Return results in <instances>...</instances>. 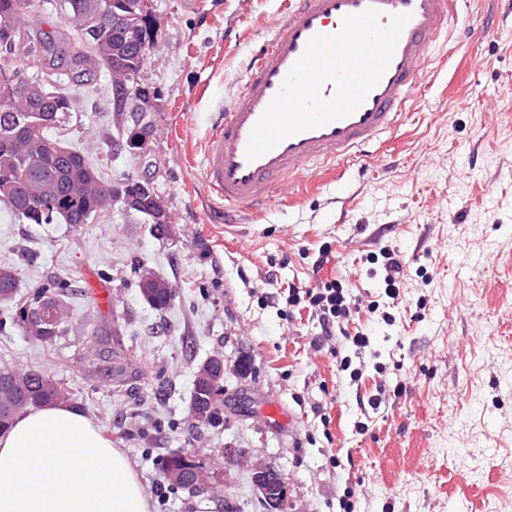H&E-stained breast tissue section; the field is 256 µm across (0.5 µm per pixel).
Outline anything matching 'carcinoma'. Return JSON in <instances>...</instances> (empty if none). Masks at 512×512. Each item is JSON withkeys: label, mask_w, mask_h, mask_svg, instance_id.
<instances>
[{"label": "carcinoma", "mask_w": 512, "mask_h": 512, "mask_svg": "<svg viewBox=\"0 0 512 512\" xmlns=\"http://www.w3.org/2000/svg\"><path fill=\"white\" fill-rule=\"evenodd\" d=\"M68 3L72 9L62 12L80 39L94 43L98 51L83 55L82 71L91 77L92 71L104 66L108 73L135 72L142 67L143 50L157 42V34L149 23L140 17L126 15L122 0H55L53 6ZM34 0H0V47L9 53L19 49L34 68L47 56L58 51L57 39L50 33L35 36L31 32L28 15ZM123 15L112 21V12ZM101 14L102 23L95 28L86 26L89 16ZM57 110L56 96L52 93L31 97H0V180L19 177L8 191L0 190V201L15 215L30 224H86L97 214L112 209L114 200L132 178L120 182L103 179L97 169L90 166L85 157L72 148L65 154L49 149L48 136H32L26 125L28 116L35 113L52 115ZM138 287L144 301L155 310L165 309L174 297V289L157 277H140ZM20 288V281L0 282V305L12 304ZM72 283L59 278L42 284L16 305L9 316L22 327L34 341L48 346L34 336L27 323L28 313L41 305L56 307L59 321H64L66 299L71 294ZM197 384L191 396L190 406L201 405L210 411L205 425L220 422L224 406V378L207 366L197 372ZM71 393L61 383L38 370H18L0 367V432L6 430L14 416L29 407L65 402ZM202 467L200 458L179 449L163 457L161 471L171 486L188 490V485L169 478L179 472L189 477Z\"/></svg>", "instance_id": "obj_1"}]
</instances>
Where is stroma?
Returning <instances> with one entry per match:
<instances>
[{
    "label": "stroma",
    "mask_w": 512,
    "mask_h": 512,
    "mask_svg": "<svg viewBox=\"0 0 512 512\" xmlns=\"http://www.w3.org/2000/svg\"><path fill=\"white\" fill-rule=\"evenodd\" d=\"M287 2L154 0L145 79L158 95L143 150L122 146L105 69L78 86L50 138L104 179H150L169 232L119 205L86 224H31L0 204V266L18 269L22 293L61 276L74 287L65 335L41 346L7 325L0 366L67 384L71 407L140 472L153 512H193L192 496L163 485L159 463L178 448L223 473L214 496L241 512H264L252 474L265 467L284 475L288 512H343L346 499L354 512H452L460 501L512 512V15L505 0H470L372 158L332 174L307 167L262 217L228 229L199 172L209 114L234 98ZM386 245L407 263L391 327L367 311L383 296L369 259ZM145 273L174 288L167 309L143 300ZM332 279L360 305L347 333L371 331L370 349L345 335L314 348L318 312L289 313L288 285ZM89 351L119 354L123 374L88 375ZM215 355L249 368L226 375L222 421L195 428L196 373ZM268 399L290 424L266 415Z\"/></svg>",
    "instance_id": "obj_1"
}]
</instances>
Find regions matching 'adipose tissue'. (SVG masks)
Returning a JSON list of instances; mask_svg holds the SVG:
<instances>
[{
    "mask_svg": "<svg viewBox=\"0 0 512 512\" xmlns=\"http://www.w3.org/2000/svg\"><path fill=\"white\" fill-rule=\"evenodd\" d=\"M140 473L67 404L19 415L0 436V512H151Z\"/></svg>",
    "mask_w": 512,
    "mask_h": 512,
    "instance_id": "ef3b65f1",
    "label": "adipose tissue"
}]
</instances>
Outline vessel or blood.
<instances>
[{"instance_id":"1","label":"vessel or blood","mask_w":512,"mask_h":512,"mask_svg":"<svg viewBox=\"0 0 512 512\" xmlns=\"http://www.w3.org/2000/svg\"><path fill=\"white\" fill-rule=\"evenodd\" d=\"M460 0H289L273 36L249 62L232 103L211 114L209 139L200 172L218 212L232 220L261 212L308 165L331 170L360 156L364 148L400 124L408 94L423 73L430 50L448 28ZM375 8L382 16L410 14L391 63L352 115L283 140L250 160L246 147L256 124L284 78L316 34L337 32L344 16Z\"/></svg>"}]
</instances>
